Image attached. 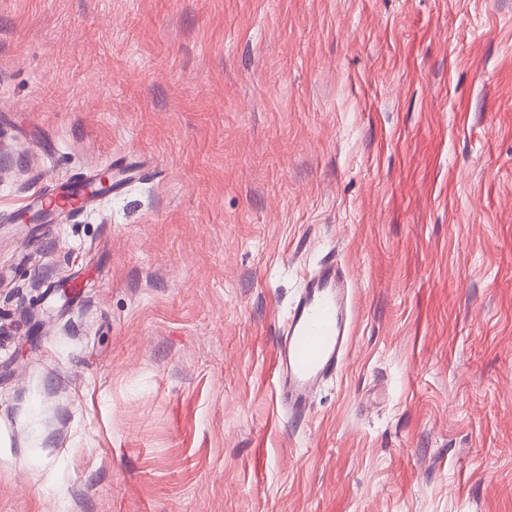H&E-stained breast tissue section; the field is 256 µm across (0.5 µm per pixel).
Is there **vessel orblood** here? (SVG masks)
<instances>
[{"label":"vessel or blood","mask_w":512,"mask_h":512,"mask_svg":"<svg viewBox=\"0 0 512 512\" xmlns=\"http://www.w3.org/2000/svg\"><path fill=\"white\" fill-rule=\"evenodd\" d=\"M87 182H66L58 191L35 189L27 205L54 206L76 216L91 200ZM352 285L335 261L327 260L305 280L275 347L279 403L288 418L303 422L310 399L344 364L352 339Z\"/></svg>","instance_id":"obj_1"}]
</instances>
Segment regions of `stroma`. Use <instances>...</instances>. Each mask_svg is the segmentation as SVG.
Here are the masks:
<instances>
[{
  "label": "stroma",
  "mask_w": 512,
  "mask_h": 512,
  "mask_svg": "<svg viewBox=\"0 0 512 512\" xmlns=\"http://www.w3.org/2000/svg\"><path fill=\"white\" fill-rule=\"evenodd\" d=\"M0 512H512V0H0ZM91 177L82 178L79 183L74 184L70 182L61 183L60 190L46 193L41 188H36L27 199L22 202L18 209L23 210L31 205H37L44 208L46 205H55L56 213L59 215H72L77 217L79 213L86 209L92 199L89 198L90 193L87 191L88 183ZM352 285L335 260L305 279L275 347L279 403L288 418L305 422L310 399L344 364L352 339Z\"/></svg>",
  "instance_id": "obj_1"
}]
</instances>
